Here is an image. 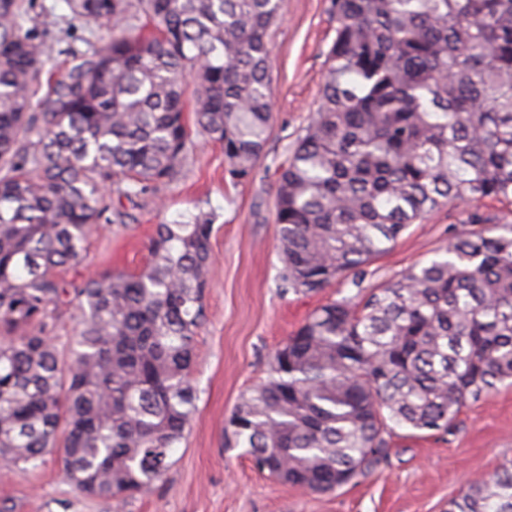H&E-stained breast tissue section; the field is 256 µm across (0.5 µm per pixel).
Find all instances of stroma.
I'll use <instances>...</instances> for the list:
<instances>
[{
	"label": "stroma",
	"mask_w": 512,
	"mask_h": 512,
	"mask_svg": "<svg viewBox=\"0 0 512 512\" xmlns=\"http://www.w3.org/2000/svg\"><path fill=\"white\" fill-rule=\"evenodd\" d=\"M24 4V28L52 49L48 71H64L73 51L87 50L101 34L100 28L74 18L66 0ZM329 7L330 0H284L282 15L269 30L273 120L253 177L232 178L222 147L192 135L184 166L159 183L154 194L124 203L116 188L108 187V203L122 206L131 221L120 224L113 213H105L84 259L59 273L78 283L104 272H138L148 261L156 225L200 213L211 217L207 323L197 337L191 374L197 410L173 454L174 465L148 494L91 499L64 480L56 450L38 468L0 474V512H446L449 499L468 480L512 461V386L467 403L453 432L394 435L388 463L332 492L278 483L255 470L242 449L224 446L225 421L241 394L266 378L270 355L314 309L359 288L370 291L433 257L467 213L501 209L489 199L444 206L368 265L360 287L334 284L312 294H281L275 170L320 96L335 36Z\"/></svg>",
	"instance_id": "stroma-1"
}]
</instances>
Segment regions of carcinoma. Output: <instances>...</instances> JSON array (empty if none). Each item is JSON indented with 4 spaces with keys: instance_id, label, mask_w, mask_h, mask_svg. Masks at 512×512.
<instances>
[{
    "instance_id": "obj_1",
    "label": "carcinoma",
    "mask_w": 512,
    "mask_h": 512,
    "mask_svg": "<svg viewBox=\"0 0 512 512\" xmlns=\"http://www.w3.org/2000/svg\"><path fill=\"white\" fill-rule=\"evenodd\" d=\"M108 27L36 97L46 44L0 0V460L37 468L63 442L79 493L131 499L174 464L195 412L189 376L206 315L214 224H159L150 262L79 284L109 209L184 163L185 77L198 134L252 176L270 129L269 28L281 0H67ZM319 101L275 171L282 291L360 287L370 262L457 201L512 206V0H332ZM78 302L70 347L51 333ZM512 385V222L469 214L434 257L315 309L225 422L227 448L286 485L334 491L389 459L400 428L448 433L469 400ZM448 512H512V464L472 479Z\"/></svg>"
}]
</instances>
